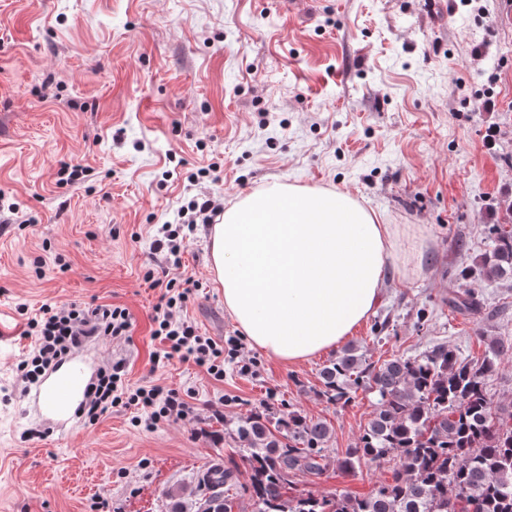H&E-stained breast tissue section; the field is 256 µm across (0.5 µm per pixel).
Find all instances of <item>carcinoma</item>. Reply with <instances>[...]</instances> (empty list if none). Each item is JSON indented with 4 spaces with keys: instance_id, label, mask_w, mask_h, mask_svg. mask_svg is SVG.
<instances>
[{
    "instance_id": "1",
    "label": "carcinoma",
    "mask_w": 512,
    "mask_h": 512,
    "mask_svg": "<svg viewBox=\"0 0 512 512\" xmlns=\"http://www.w3.org/2000/svg\"><path fill=\"white\" fill-rule=\"evenodd\" d=\"M490 250L481 263L488 279L512 281V227H488ZM460 313L478 310L474 293L448 299ZM512 345H491L479 363L435 344L377 365L344 347L319 371L320 395L349 403L359 389L377 399L371 417L345 456L325 454L332 430L288 406L255 411L224 423L250 471L252 512H512V412L487 388ZM393 464L391 479L366 496L292 492L300 474L329 468L353 473L365 464ZM234 470L212 460L194 489L166 493L165 512H234Z\"/></svg>"
}]
</instances>
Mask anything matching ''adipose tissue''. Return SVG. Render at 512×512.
<instances>
[{
  "instance_id": "obj_1",
  "label": "adipose tissue",
  "mask_w": 512,
  "mask_h": 512,
  "mask_svg": "<svg viewBox=\"0 0 512 512\" xmlns=\"http://www.w3.org/2000/svg\"><path fill=\"white\" fill-rule=\"evenodd\" d=\"M393 230L349 194L249 195L210 227L224 306L250 344L298 364L335 349L381 295Z\"/></svg>"
}]
</instances>
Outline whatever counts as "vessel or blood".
<instances>
[{
    "mask_svg": "<svg viewBox=\"0 0 512 512\" xmlns=\"http://www.w3.org/2000/svg\"><path fill=\"white\" fill-rule=\"evenodd\" d=\"M90 378L91 367L78 352L49 370L31 396L39 419L59 430L67 428L85 399Z\"/></svg>",
    "mask_w": 512,
    "mask_h": 512,
    "instance_id": "b4317fda",
    "label": "vessel or blood"
}]
</instances>
